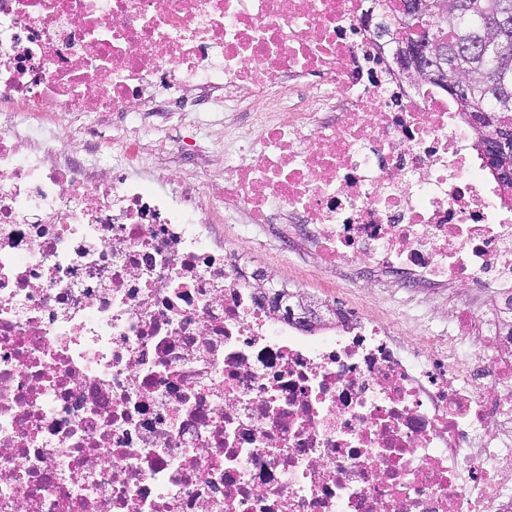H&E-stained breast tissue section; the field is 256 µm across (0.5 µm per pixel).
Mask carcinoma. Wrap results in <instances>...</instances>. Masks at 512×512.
Wrapping results in <instances>:
<instances>
[{
	"instance_id": "carcinoma-1",
	"label": "carcinoma",
	"mask_w": 512,
	"mask_h": 512,
	"mask_svg": "<svg viewBox=\"0 0 512 512\" xmlns=\"http://www.w3.org/2000/svg\"><path fill=\"white\" fill-rule=\"evenodd\" d=\"M401 9H393L395 21L378 24L381 36L399 37L397 21L402 10L416 0H399ZM448 8V19L439 17L434 4L420 23L428 28L426 38L444 51L440 59L441 79L430 85L448 93L457 110L471 120L481 117L482 130L501 127L512 137V0H455ZM503 162L509 173H492L502 195L512 205V153Z\"/></svg>"
}]
</instances>
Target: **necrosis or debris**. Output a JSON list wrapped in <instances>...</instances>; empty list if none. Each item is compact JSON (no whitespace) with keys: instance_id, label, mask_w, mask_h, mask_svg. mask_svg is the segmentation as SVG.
Wrapping results in <instances>:
<instances>
[{"instance_id":"4bbe7bcc","label":"necrosis or debris","mask_w":512,"mask_h":512,"mask_svg":"<svg viewBox=\"0 0 512 512\" xmlns=\"http://www.w3.org/2000/svg\"><path fill=\"white\" fill-rule=\"evenodd\" d=\"M380 20L0 0V512H512V209ZM174 119L195 169L157 160ZM276 221L358 316L270 314L241 255ZM389 296L383 298L384 305L387 309L403 310L412 319L421 318L424 321H429V325L436 331H441L444 328L447 329V317L444 314H426L425 310L412 309L407 307L404 302L405 292L399 288H387Z\"/></svg>"}]
</instances>
